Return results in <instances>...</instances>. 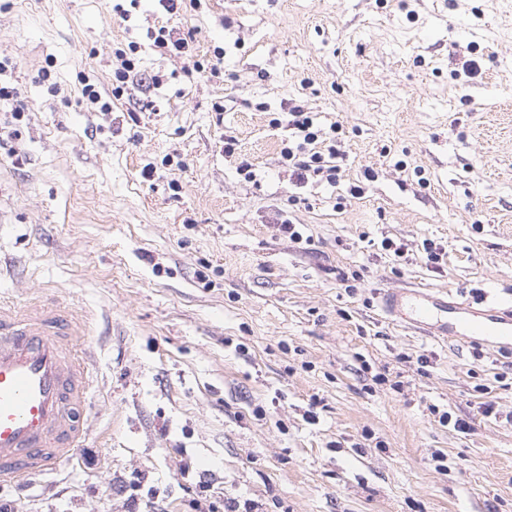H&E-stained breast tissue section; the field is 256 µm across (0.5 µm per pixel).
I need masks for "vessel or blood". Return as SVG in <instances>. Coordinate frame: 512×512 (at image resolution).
Instances as JSON below:
<instances>
[{"mask_svg": "<svg viewBox=\"0 0 512 512\" xmlns=\"http://www.w3.org/2000/svg\"><path fill=\"white\" fill-rule=\"evenodd\" d=\"M396 319L439 339L494 343L512 336V310L476 309L443 293L406 288L386 296ZM87 317L54 307L0 305V484L73 461L88 437L94 346Z\"/></svg>", "mask_w": 512, "mask_h": 512, "instance_id": "obj_1", "label": "vessel or blood"}]
</instances>
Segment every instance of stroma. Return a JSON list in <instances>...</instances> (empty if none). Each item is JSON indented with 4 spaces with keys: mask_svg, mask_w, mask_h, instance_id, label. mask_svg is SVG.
<instances>
[{
    "mask_svg": "<svg viewBox=\"0 0 512 512\" xmlns=\"http://www.w3.org/2000/svg\"><path fill=\"white\" fill-rule=\"evenodd\" d=\"M163 26L193 32L186 54L154 47ZM218 46L220 74L195 72ZM3 60L25 112L0 150V303L86 314L97 361L78 458L0 487L1 507L512 512V345L381 310L417 286L512 307V0H138L125 20L110 0H0ZM294 102L342 125L336 185L282 163ZM137 48L138 47L135 45H130L129 53L122 51L118 55V61H120V64L119 67L115 69L113 74V77L116 82V86L112 88L113 96H120L121 86H119L118 83H125L128 77L130 76V73H132L136 69L139 60L137 57Z\"/></svg>",
    "mask_w": 512,
    "mask_h": 512,
    "instance_id": "stroma-1",
    "label": "stroma"
}]
</instances>
